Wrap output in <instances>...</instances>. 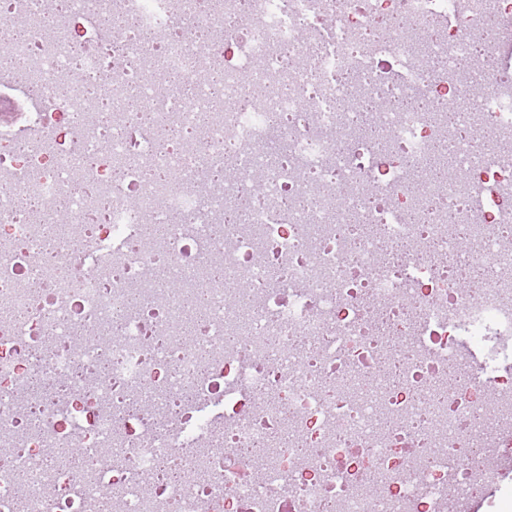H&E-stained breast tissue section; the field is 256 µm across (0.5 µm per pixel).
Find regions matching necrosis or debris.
<instances>
[{
	"label": "necrosis or debris",
	"mask_w": 512,
	"mask_h": 512,
	"mask_svg": "<svg viewBox=\"0 0 512 512\" xmlns=\"http://www.w3.org/2000/svg\"><path fill=\"white\" fill-rule=\"evenodd\" d=\"M115 8L137 21L116 29L121 58L102 21ZM324 30L330 48L280 90L277 48L302 54ZM415 32L442 68L418 64ZM0 39L23 64L0 76V100L23 105L0 124V512H87L104 490L121 512H224L228 497L240 512H454L496 482L489 461L512 447V0H72L62 25L42 0H0ZM201 58L225 96L263 100L222 112L153 80L195 83ZM91 77L112 122L78 128ZM355 78L410 107L360 132ZM31 82L50 93L29 98ZM132 92L151 123L128 119ZM467 98L501 142L449 125L442 106ZM164 123L192 142L159 149ZM228 151L236 177L214 181ZM256 170L265 192L214 237ZM77 180L74 221L57 223ZM77 234L91 252L111 242L97 271L48 257ZM160 262L183 287L157 297ZM472 335L489 348L477 366ZM199 398L223 403L219 422ZM247 448L262 451L251 481Z\"/></svg>",
	"instance_id": "1"
}]
</instances>
